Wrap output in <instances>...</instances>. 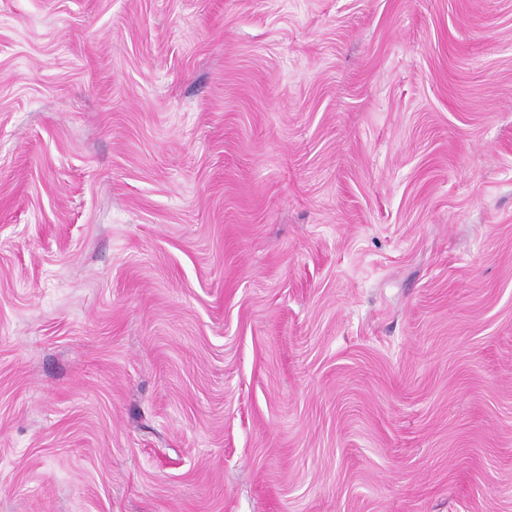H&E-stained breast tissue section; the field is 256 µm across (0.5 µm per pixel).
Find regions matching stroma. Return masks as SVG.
<instances>
[{"label": "stroma", "instance_id": "1", "mask_svg": "<svg viewBox=\"0 0 512 512\" xmlns=\"http://www.w3.org/2000/svg\"><path fill=\"white\" fill-rule=\"evenodd\" d=\"M0 512H512V0H0Z\"/></svg>", "mask_w": 512, "mask_h": 512}]
</instances>
